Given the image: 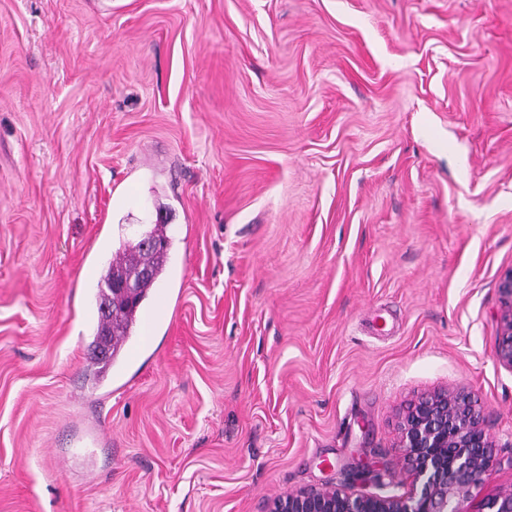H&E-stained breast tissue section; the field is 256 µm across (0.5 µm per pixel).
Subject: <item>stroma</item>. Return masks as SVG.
Segmentation results:
<instances>
[{"label": "stroma", "mask_w": 512, "mask_h": 512, "mask_svg": "<svg viewBox=\"0 0 512 512\" xmlns=\"http://www.w3.org/2000/svg\"><path fill=\"white\" fill-rule=\"evenodd\" d=\"M161 217L152 335L92 385L99 276ZM511 270L512 0H0V512L400 494L446 389L502 460L479 512Z\"/></svg>", "instance_id": "1"}]
</instances>
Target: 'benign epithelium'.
<instances>
[{
  "label": "benign epithelium",
  "instance_id": "7a95c632",
  "mask_svg": "<svg viewBox=\"0 0 512 512\" xmlns=\"http://www.w3.org/2000/svg\"><path fill=\"white\" fill-rule=\"evenodd\" d=\"M504 308L496 357L512 370V271L499 283ZM471 396L445 390L421 399L402 422L412 483L401 495L355 494L344 486L306 487L274 499L267 512H465L462 504L501 465ZM484 512H512V485L483 502Z\"/></svg>",
  "mask_w": 512,
  "mask_h": 512
}]
</instances>
